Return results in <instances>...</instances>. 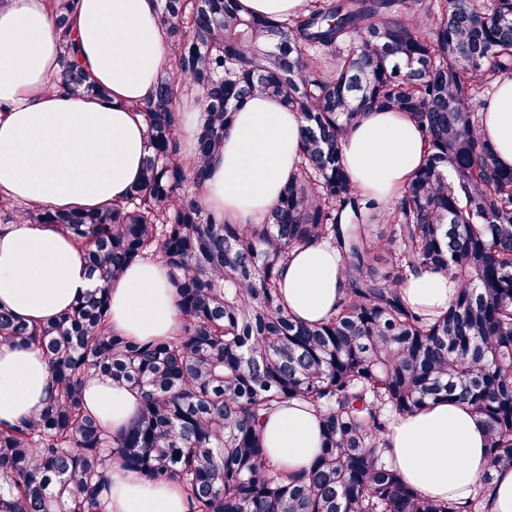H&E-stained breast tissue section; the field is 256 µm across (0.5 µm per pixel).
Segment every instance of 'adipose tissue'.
<instances>
[{"label": "adipose tissue", "instance_id": "obj_1", "mask_svg": "<svg viewBox=\"0 0 512 512\" xmlns=\"http://www.w3.org/2000/svg\"><path fill=\"white\" fill-rule=\"evenodd\" d=\"M158 0H79L73 20L76 57L107 97L70 94L54 82L60 39L49 0H0V192L58 209L101 210L138 182L149 150L132 106L149 98L168 50L157 22ZM498 161L512 168V76L494 82L482 113ZM300 121L276 99L241 104L224 149L207 166L206 207L236 224L263 219L298 171ZM360 194L395 197L423 165L422 135L402 112L375 110L342 145ZM346 284L336 247L317 243L292 254L281 275L289 313L308 323L326 319ZM96 282L70 236L45 224L20 222L0 234V307L43 324L70 308ZM457 281L425 270L402 286L416 311H446ZM114 331L146 341L178 329L175 290L161 260L130 265L110 290ZM54 393L51 369L34 348L0 342V424L39 412ZM86 404L118 430L130 424L137 394L100 376L85 389ZM270 460L296 472L320 447L313 413L290 402L264 423ZM389 457L403 481L439 499L467 498L487 466L488 430L456 401L397 416L387 436ZM108 512H186L179 482L152 485L121 466L112 469Z\"/></svg>", "mask_w": 512, "mask_h": 512}]
</instances>
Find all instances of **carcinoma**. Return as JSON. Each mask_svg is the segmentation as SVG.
I'll return each instance as SVG.
<instances>
[{"label": "carcinoma", "instance_id": "carcinoma-1", "mask_svg": "<svg viewBox=\"0 0 512 512\" xmlns=\"http://www.w3.org/2000/svg\"><path fill=\"white\" fill-rule=\"evenodd\" d=\"M50 4L66 39L77 0ZM158 24L169 59L135 106L149 153L124 200L60 211L0 192L7 220L69 234L99 281L48 323L0 308V341L40 349L56 388L40 412L0 427V512H107L115 463L178 480L187 512H488L495 472L512 467V170L481 137L472 100L512 75V0H308L284 20L240 0H158ZM57 80L107 94L66 43ZM254 95L297 114L299 172L261 223L231 224L193 186ZM189 98L204 112L191 168L179 151ZM372 110L406 113L424 143L390 209L357 193L341 151ZM318 242L340 250L346 287L307 324L279 282L292 253ZM147 256L171 271L181 330L137 341L110 328L109 284ZM421 269L458 282L448 312L405 301ZM94 376L140 395L128 427L87 408ZM453 399L483 417L488 464L467 499L435 501L400 480L386 435L392 415ZM290 401L319 415L322 445L289 474L266 461L262 423Z\"/></svg>", "mask_w": 512, "mask_h": 512}]
</instances>
